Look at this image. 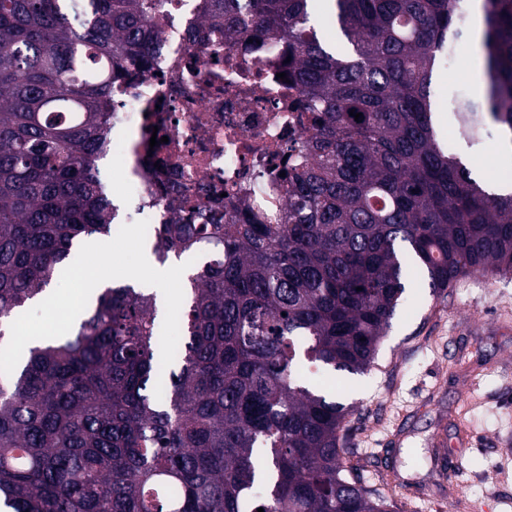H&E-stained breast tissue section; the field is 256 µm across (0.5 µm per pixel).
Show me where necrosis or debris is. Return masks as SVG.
I'll list each match as a JSON object with an SVG mask.
<instances>
[{
    "instance_id": "1",
    "label": "necrosis or debris",
    "mask_w": 512,
    "mask_h": 512,
    "mask_svg": "<svg viewBox=\"0 0 512 512\" xmlns=\"http://www.w3.org/2000/svg\"><path fill=\"white\" fill-rule=\"evenodd\" d=\"M221 25L201 23L196 0H166L151 60L113 80L106 145L123 147L113 223H173L181 198L227 222L244 206L271 217L284 208L281 163L308 160L306 96L281 80L287 55L262 37L214 51ZM155 133L163 141L153 146Z\"/></svg>"
}]
</instances>
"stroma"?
<instances>
[{"label":"stroma","instance_id":"stroma-1","mask_svg":"<svg viewBox=\"0 0 512 512\" xmlns=\"http://www.w3.org/2000/svg\"><path fill=\"white\" fill-rule=\"evenodd\" d=\"M467 16L456 69H441L434 85L440 134L468 159L475 179L498 184L512 178L498 140L470 146L447 119L449 95L483 98L471 77L481 60L473 35L482 20L472 10ZM150 249L143 226L132 224L122 238L82 240L78 265L119 286L128 266H155ZM194 263L185 256L165 263L169 295L158 299L157 318L171 347L183 338L174 311L185 303ZM306 377L354 405L348 463L394 512H512V274L470 273L437 293L410 278L370 371L342 381L312 370ZM448 464L456 468L450 481Z\"/></svg>","mask_w":512,"mask_h":512}]
</instances>
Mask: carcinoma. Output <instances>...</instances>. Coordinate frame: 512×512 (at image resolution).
<instances>
[{"instance_id": "cac0c4a2", "label": "carcinoma", "mask_w": 512, "mask_h": 512, "mask_svg": "<svg viewBox=\"0 0 512 512\" xmlns=\"http://www.w3.org/2000/svg\"><path fill=\"white\" fill-rule=\"evenodd\" d=\"M224 46L288 40L318 159L285 170L283 224H158V261L207 250L188 275L186 342L156 332V296L105 288L61 336L10 346L17 316L112 232L99 161L112 77L147 64L164 0H0V506L8 512H391L351 477L352 408L298 374H361L410 266L441 291L512 272V192L489 193L441 145L434 74L458 46L459 0H204ZM485 92L457 98L459 137L484 117L512 144V0H481ZM354 111L360 119L349 115ZM22 450L24 460L15 457Z\"/></svg>"}]
</instances>
